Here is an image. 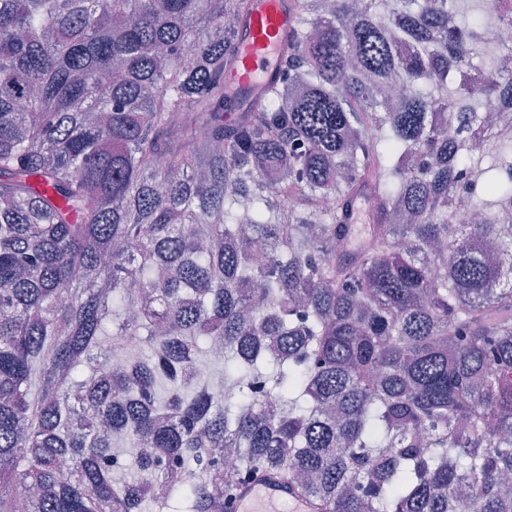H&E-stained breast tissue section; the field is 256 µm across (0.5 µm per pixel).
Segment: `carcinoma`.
I'll list each match as a JSON object with an SVG mask.
<instances>
[{"mask_svg": "<svg viewBox=\"0 0 512 512\" xmlns=\"http://www.w3.org/2000/svg\"><path fill=\"white\" fill-rule=\"evenodd\" d=\"M458 3L291 0L247 106L252 0H0V512H512V0ZM254 9L238 32V60L230 88L246 102L259 104L260 96L281 76L282 47L293 26L288 0H253ZM262 21L267 25L262 32ZM200 368L202 375L206 380L215 381L213 383V392L216 395L221 394V390L224 388V359H213L208 356H203L201 359ZM234 512H323L322 502L302 493L279 472H265L238 482Z\"/></svg>", "mask_w": 512, "mask_h": 512, "instance_id": "obj_1", "label": "carcinoma"}]
</instances>
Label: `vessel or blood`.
Instances as JSON below:
<instances>
[{
    "label": "vessel or blood",
    "instance_id": "1",
    "mask_svg": "<svg viewBox=\"0 0 512 512\" xmlns=\"http://www.w3.org/2000/svg\"><path fill=\"white\" fill-rule=\"evenodd\" d=\"M292 26L286 0H254L238 32L239 65L230 85L236 97L259 103L264 89L279 81L282 47ZM233 512H323V504L272 471L238 482Z\"/></svg>",
    "mask_w": 512,
    "mask_h": 512
}]
</instances>
